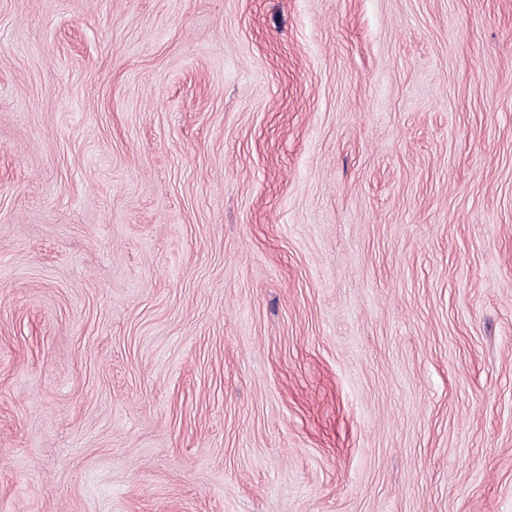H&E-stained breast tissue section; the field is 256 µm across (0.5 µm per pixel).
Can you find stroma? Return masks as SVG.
<instances>
[{
    "mask_svg": "<svg viewBox=\"0 0 512 512\" xmlns=\"http://www.w3.org/2000/svg\"><path fill=\"white\" fill-rule=\"evenodd\" d=\"M0 512H512V0H0Z\"/></svg>",
    "mask_w": 512,
    "mask_h": 512,
    "instance_id": "35a3bbf8",
    "label": "stroma"
}]
</instances>
